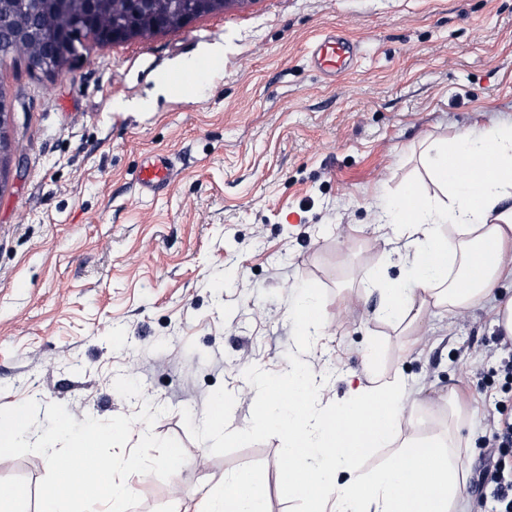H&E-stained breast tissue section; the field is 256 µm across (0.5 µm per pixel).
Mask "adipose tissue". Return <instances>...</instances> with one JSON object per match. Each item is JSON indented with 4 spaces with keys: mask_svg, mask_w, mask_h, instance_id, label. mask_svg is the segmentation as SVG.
Masks as SVG:
<instances>
[{
    "mask_svg": "<svg viewBox=\"0 0 512 512\" xmlns=\"http://www.w3.org/2000/svg\"><path fill=\"white\" fill-rule=\"evenodd\" d=\"M423 166L443 193L434 201L407 187L386 203L380 225L414 236L407 263L408 287L386 291L385 316L399 325L427 305L462 311L489 295L503 279L512 281V124L491 122L428 147ZM294 392L265 385L264 411L284 442L280 484L308 491L329 512H455L463 487L444 440L407 441L400 454L375 474L359 472L367 448L391 442L408 416L402 385L394 381L357 387L348 400L312 414L306 387ZM195 512H267L258 479L247 470L224 480L221 493H207Z\"/></svg>",
    "mask_w": 512,
    "mask_h": 512,
    "instance_id": "adipose-tissue-1",
    "label": "adipose tissue"
}]
</instances>
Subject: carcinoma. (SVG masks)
I'll list each match as a JSON object with an SVG mask.
<instances>
[{"instance_id": "1", "label": "carcinoma", "mask_w": 512, "mask_h": 512, "mask_svg": "<svg viewBox=\"0 0 512 512\" xmlns=\"http://www.w3.org/2000/svg\"><path fill=\"white\" fill-rule=\"evenodd\" d=\"M226 0H99L94 6L95 17L112 26L144 24L146 20L161 17L167 21L166 30L181 28V19L191 13L198 18L222 12ZM86 4L75 6L67 14L60 13L54 0H4L0 4V61L17 59L12 50L14 35L31 31L37 38L36 48L46 53L56 29L69 18L84 14Z\"/></svg>"}]
</instances>
